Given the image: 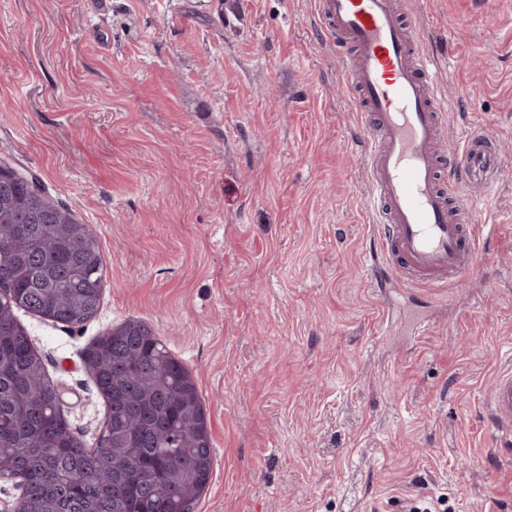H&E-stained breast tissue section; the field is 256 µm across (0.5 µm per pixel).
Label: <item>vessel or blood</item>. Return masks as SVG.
I'll list each match as a JSON object with an SVG mask.
<instances>
[{
  "label": "vessel or blood",
  "mask_w": 512,
  "mask_h": 512,
  "mask_svg": "<svg viewBox=\"0 0 512 512\" xmlns=\"http://www.w3.org/2000/svg\"><path fill=\"white\" fill-rule=\"evenodd\" d=\"M325 42L343 66L360 112L371 184L372 241L405 287L445 288L479 266L495 227L478 223L466 200L488 188L499 154L478 129L439 149L447 107L444 67L393 0H319ZM489 409L512 433V370L503 371Z\"/></svg>",
  "instance_id": "vessel-or-blood-1"
}]
</instances>
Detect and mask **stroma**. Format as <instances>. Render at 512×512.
Listing matches in <instances>:
<instances>
[{"label": "stroma", "mask_w": 512, "mask_h": 512, "mask_svg": "<svg viewBox=\"0 0 512 512\" xmlns=\"http://www.w3.org/2000/svg\"><path fill=\"white\" fill-rule=\"evenodd\" d=\"M400 2L455 69L449 138L480 128L503 158L471 202L498 226L486 265L437 300L367 279L360 116L315 0H0V158L105 261L83 326L18 319L90 444L87 348L154 329L206 409L193 512H512L489 410L512 369V0Z\"/></svg>", "instance_id": "obj_1"}]
</instances>
